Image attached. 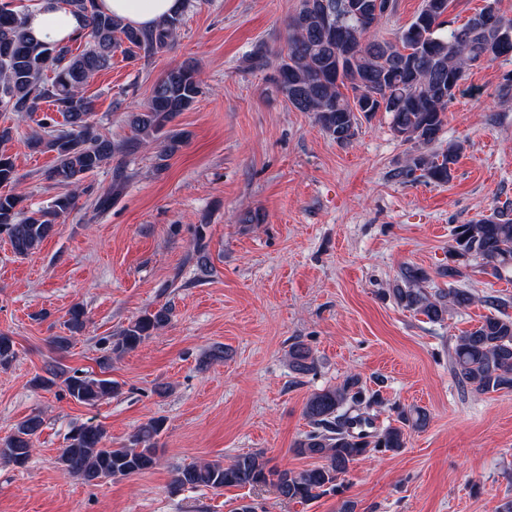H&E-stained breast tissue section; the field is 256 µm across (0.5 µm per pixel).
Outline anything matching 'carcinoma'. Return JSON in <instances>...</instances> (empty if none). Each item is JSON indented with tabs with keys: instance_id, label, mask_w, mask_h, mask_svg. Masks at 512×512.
Listing matches in <instances>:
<instances>
[{
	"instance_id": "1",
	"label": "carcinoma",
	"mask_w": 512,
	"mask_h": 512,
	"mask_svg": "<svg viewBox=\"0 0 512 512\" xmlns=\"http://www.w3.org/2000/svg\"><path fill=\"white\" fill-rule=\"evenodd\" d=\"M82 25L73 41L85 43L79 54L61 43L42 41L27 28L28 13L14 6V0H0V112L33 115L41 104L51 102L63 117L59 123L45 116L26 138L32 153H55V162L44 171V180L65 189L50 205L29 210L24 196L15 191L20 183L14 158L0 152V235H5L13 253L26 257L54 231V224L77 204L81 187L90 175L116 157L127 156L143 146L164 143L159 159L174 152L181 135L166 130L181 112L189 109L202 93L198 67L184 63L164 73L154 84L147 103L128 115L134 136L114 141L100 135L93 119L92 101L84 88L112 63L115 49L129 58L167 52L181 29L192 0L152 27H136L104 12L99 0H61ZM450 0H422L410 25L393 39L371 33V23L391 13L395 0H300L299 9L288 22L287 52L276 66V88L299 112L314 114L321 127L340 145L354 139L359 117L371 112H388L392 131L401 142L411 145L406 164L395 176L416 181L425 178L446 183L460 146L433 153L430 146L439 139L448 104L471 66L512 56V18H505L498 0H487L479 12L463 24L448 26ZM248 68L263 70L270 65L268 49L260 44L249 53ZM352 91L345 95L341 88ZM128 176L118 166L112 171V190L96 200L99 210L112 199ZM6 191H1V188ZM448 264L440 275L448 287L425 288L428 273L421 267L405 265L390 288L396 304L431 322H441L451 311L468 308L475 296L460 283L468 277L472 262L478 260L492 275L512 268V209H498L490 216L457 224L451 230ZM496 310L480 325L457 337L451 364L458 380L479 394L512 390V316L506 313L512 302L500 296L482 299ZM169 321V310L161 308L137 316L106 348L100 360L106 369L112 359L136 349ZM88 318L84 307L75 304L67 312L65 326L72 334L82 332ZM16 357L11 337L0 334V367ZM288 365L297 375L316 371L311 349L296 341L288 349ZM38 378L43 387L59 385L62 395L81 404L94 405L118 393L109 379L73 373L61 367L47 369ZM383 403L380 391L348 375L335 386L318 390L307 399L303 414L308 430L293 447L297 455L315 458L321 464L300 472L269 465L263 453H245L229 461H210L177 470L173 488L272 486L288 500L307 502L339 486L351 466L372 450L398 453L406 444L405 428L426 425L422 409L397 407L398 425L380 431L371 429L369 410ZM43 419L32 414L20 421L0 441V460L17 467L28 462L34 439ZM164 419L143 423L121 448L107 445L104 426L83 423L72 428L59 464L67 473L84 481L123 479L155 467L158 437Z\"/></svg>"
}]
</instances>
